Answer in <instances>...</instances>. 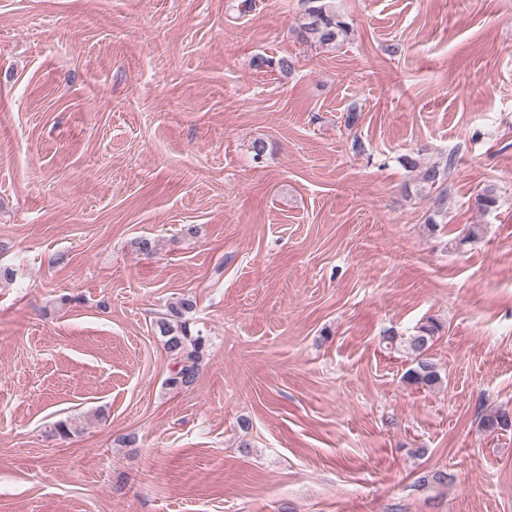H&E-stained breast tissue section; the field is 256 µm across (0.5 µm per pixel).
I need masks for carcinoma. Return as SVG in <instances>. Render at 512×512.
Instances as JSON below:
<instances>
[{
    "label": "carcinoma",
    "mask_w": 512,
    "mask_h": 512,
    "mask_svg": "<svg viewBox=\"0 0 512 512\" xmlns=\"http://www.w3.org/2000/svg\"><path fill=\"white\" fill-rule=\"evenodd\" d=\"M306 2L309 6L305 9L303 22L297 29V38L301 42L329 46L335 44L339 37L348 35V23L342 20L335 6L327 0ZM404 166L416 172L419 192H438L434 215L444 216L447 202V188L444 184L454 172V154H448L443 162L429 165L421 164L416 158L406 157ZM498 200L497 185L488 183L476 195L475 206L478 210L487 212L497 206ZM195 308L196 301L183 296L168 306L167 312L156 321L164 348L171 359L175 360V368L166 380L167 384L174 387L191 385L199 371L205 339L201 331L192 329L190 314ZM438 332L439 325L429 320L419 326L414 335L407 338L406 348L411 351L414 366L405 372L406 382L428 388L441 383L439 367L429 357V350L434 345ZM480 427L489 435L512 430V409L500 407L488 411L482 415Z\"/></svg>",
    "instance_id": "1"
}]
</instances>
